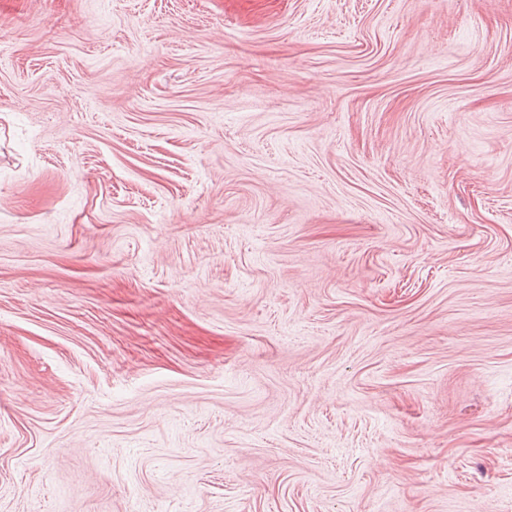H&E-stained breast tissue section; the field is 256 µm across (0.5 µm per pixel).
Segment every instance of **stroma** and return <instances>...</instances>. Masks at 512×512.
Here are the masks:
<instances>
[{
	"label": "stroma",
	"instance_id": "stroma-1",
	"mask_svg": "<svg viewBox=\"0 0 512 512\" xmlns=\"http://www.w3.org/2000/svg\"><path fill=\"white\" fill-rule=\"evenodd\" d=\"M0 512H512V0H0Z\"/></svg>",
	"mask_w": 512,
	"mask_h": 512
}]
</instances>
